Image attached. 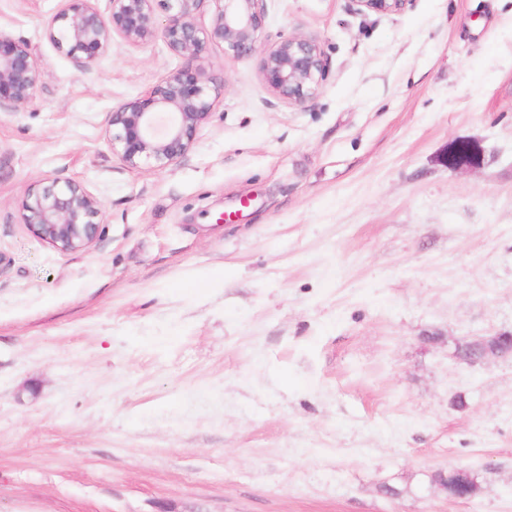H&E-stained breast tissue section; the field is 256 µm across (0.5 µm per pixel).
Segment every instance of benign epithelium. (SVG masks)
<instances>
[{"mask_svg":"<svg viewBox=\"0 0 512 512\" xmlns=\"http://www.w3.org/2000/svg\"><path fill=\"white\" fill-rule=\"evenodd\" d=\"M96 0H65L48 26V37L65 50L78 70L92 69L114 37L128 45L151 41L157 31L154 0H109L107 13ZM168 16L162 35L168 49L184 65L155 84L145 98L123 103L109 114L107 141L130 168L162 169L185 157L201 126L210 118L217 87L194 61L210 47L236 58L257 51V35L264 17V0H213L209 25L197 21L202 0H163ZM361 10L399 13L411 0H356ZM326 59L313 36H289L262 57L260 74L270 90L290 104H302L318 92L326 73ZM44 74L29 46L0 32V109L26 105ZM170 114L159 131L156 112ZM458 151L445 159L448 168L471 165L476 146L456 143ZM102 205L98 198L71 180L55 178L43 188L28 190L20 206L21 221L36 237L70 254L88 250L99 236ZM455 357L473 365L494 358H512V331L466 338L457 343Z\"/></svg>","mask_w":512,"mask_h":512,"instance_id":"7a95c632","label":"benign epithelium"}]
</instances>
